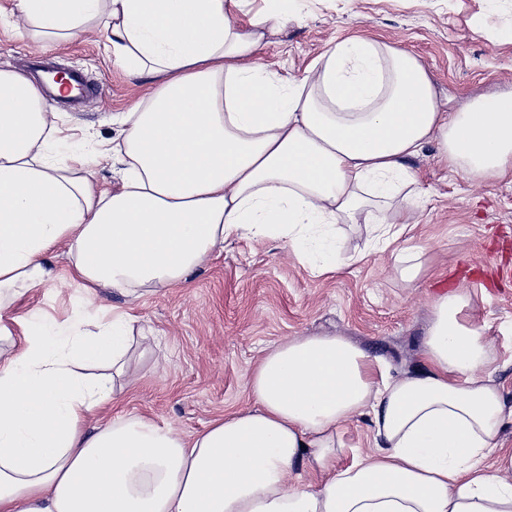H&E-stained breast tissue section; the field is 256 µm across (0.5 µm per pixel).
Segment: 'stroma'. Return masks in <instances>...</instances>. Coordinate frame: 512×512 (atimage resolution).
I'll list each match as a JSON object with an SVG mask.
<instances>
[{
  "instance_id": "obj_1",
  "label": "stroma",
  "mask_w": 512,
  "mask_h": 512,
  "mask_svg": "<svg viewBox=\"0 0 512 512\" xmlns=\"http://www.w3.org/2000/svg\"><path fill=\"white\" fill-rule=\"evenodd\" d=\"M285 31L258 53L272 72L295 79L336 42L361 37L388 42L418 57L435 87L441 111L471 100L512 92V0H291ZM104 31L48 51L53 65L86 72L95 97L77 109L56 102L65 133L86 132L90 142L112 137L106 120L151 85L112 61ZM419 206L408 235L424 246L427 270L405 281L390 251L358 263L363 225L336 228L335 270L316 276L288 243L240 236L225 242L183 286L112 291L107 307L131 311L134 332L152 347L131 366L132 382L103 419L143 415L186 437L224 414L250 406V373L275 344L294 336L336 335L380 358L390 373L421 361V339L435 283L457 288V272L484 260L501 232L512 233V182L477 181L450 170L435 145L414 159ZM54 281L27 295L19 313L64 320L80 294L67 262L49 256ZM469 313L495 358L493 380L512 407V279L496 291L473 287Z\"/></svg>"
}]
</instances>
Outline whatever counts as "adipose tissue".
<instances>
[{
  "instance_id": "ef3b65f1",
  "label": "adipose tissue",
  "mask_w": 512,
  "mask_h": 512,
  "mask_svg": "<svg viewBox=\"0 0 512 512\" xmlns=\"http://www.w3.org/2000/svg\"><path fill=\"white\" fill-rule=\"evenodd\" d=\"M242 0H9L0 21L36 49L105 26L114 61L153 91L114 113L94 156L61 142L58 115L0 70V512H512V420L471 294L436 296L418 367L383 374L342 336H295L266 353L253 404L194 437L142 417L90 425L128 386L135 316L100 292L186 284L232 236L282 238L296 255L338 224H364L402 278L422 248L412 166L437 144L474 180L512 177V94L440 111L419 59L337 42L303 80L260 48L288 0L238 24ZM119 167L101 182L94 164ZM62 251L82 309L65 322L12 306L53 278ZM368 418L374 453L340 459L342 426ZM313 483L292 479L299 465Z\"/></svg>"
}]
</instances>
